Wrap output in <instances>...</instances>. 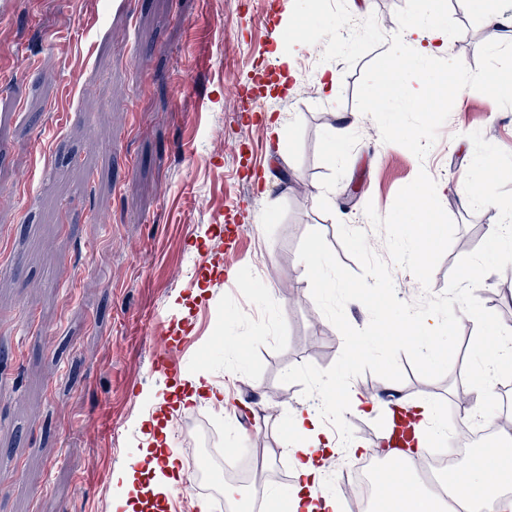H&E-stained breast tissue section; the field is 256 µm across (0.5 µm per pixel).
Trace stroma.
Instances as JSON below:
<instances>
[{"label":"stroma","mask_w":512,"mask_h":512,"mask_svg":"<svg viewBox=\"0 0 512 512\" xmlns=\"http://www.w3.org/2000/svg\"><path fill=\"white\" fill-rule=\"evenodd\" d=\"M405 2L346 0L388 37ZM449 6L464 31L448 55L476 68L480 46L502 33L470 0ZM292 9L293 0H0V512H113L115 476L151 444L161 413L168 455L182 456L183 427L206 421L224 447L263 449V484L288 493L291 417L317 400L280 376L303 363L329 368L343 348L298 257L305 234L321 232L360 272L340 225L366 230L386 256L365 207L387 214L426 171L446 187L440 202L456 232L429 289L393 268L398 298L415 302L443 293L495 226L496 207L465 202L469 134L512 152V107L463 89L417 158L357 112L368 57L349 67L323 60L324 44L298 45L281 71L273 53ZM329 70L330 94L320 86ZM337 112L358 115L340 161L326 146ZM476 296L512 330V264L487 274ZM160 325L192 337L172 376L150 365ZM460 333L442 378L400 356L409 398L451 415L474 397L468 319ZM200 372L223 386L224 406L162 410L160 397Z\"/></svg>","instance_id":"stroma-1"}]
</instances>
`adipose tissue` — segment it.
I'll return each mask as SVG.
<instances>
[{
  "instance_id": "1",
  "label": "adipose tissue",
  "mask_w": 512,
  "mask_h": 512,
  "mask_svg": "<svg viewBox=\"0 0 512 512\" xmlns=\"http://www.w3.org/2000/svg\"><path fill=\"white\" fill-rule=\"evenodd\" d=\"M400 37L414 44L411 56L392 54L383 88H374L370 96L379 107L401 102L404 108L421 110L430 98V72L433 63L448 52V30L443 20L423 8L407 18L399 30ZM474 326L471 338L476 352L482 356L477 365L481 379H489L503 364L512 363V338L502 335L491 319L482 313H470ZM337 397L347 398L348 406L333 405L329 413L343 417L346 411L363 413L380 410L386 416L384 432H391L394 413L406 412L413 422L414 444L405 452L406 469L430 454L435 444L448 437V417L425 401H412L402 395L398 385H390L385 398L367 396L356 390H337ZM293 438L284 451L293 462V486L288 496L289 512H315L313 498L316 485L324 483L326 458L352 457L363 451L356 438L336 439L325 426L324 415L309 409L297 411L291 422ZM496 468L502 476L490 481L489 469ZM454 499L461 512H512V456L489 448L459 472L452 485ZM436 496L412 483L405 491L385 490L380 512H440Z\"/></svg>"
}]
</instances>
